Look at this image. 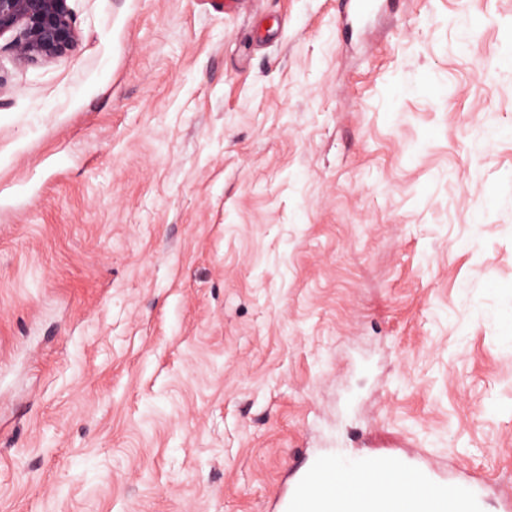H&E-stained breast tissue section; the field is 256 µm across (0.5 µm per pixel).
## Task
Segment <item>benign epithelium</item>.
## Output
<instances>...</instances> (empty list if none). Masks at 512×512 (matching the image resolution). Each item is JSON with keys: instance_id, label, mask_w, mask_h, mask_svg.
Masks as SVG:
<instances>
[{"instance_id": "7a95c632", "label": "benign epithelium", "mask_w": 512, "mask_h": 512, "mask_svg": "<svg viewBox=\"0 0 512 512\" xmlns=\"http://www.w3.org/2000/svg\"><path fill=\"white\" fill-rule=\"evenodd\" d=\"M13 30L10 48L22 62L59 58L78 44L68 0H0V35Z\"/></svg>"}]
</instances>
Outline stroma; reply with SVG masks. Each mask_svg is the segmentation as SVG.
Listing matches in <instances>:
<instances>
[{"label":"stroma","mask_w":512,"mask_h":512,"mask_svg":"<svg viewBox=\"0 0 512 512\" xmlns=\"http://www.w3.org/2000/svg\"><path fill=\"white\" fill-rule=\"evenodd\" d=\"M0 36V512H275L391 457L512 512V0H68ZM68 0H0V35L17 31L10 48L22 62L52 60L78 44ZM316 473H304L298 476L291 489L288 492V497L283 503V512H308L310 510V500L312 501L313 507L311 512H334L344 508L347 503L342 501H336V509L333 503L324 498L320 492L319 484L317 480H314ZM312 485L307 491V486L311 483ZM308 494V496H307Z\"/></svg>","instance_id":"35a3bbf8"}]
</instances>
